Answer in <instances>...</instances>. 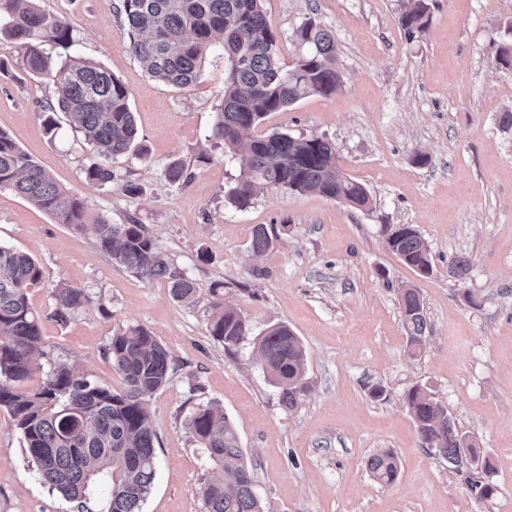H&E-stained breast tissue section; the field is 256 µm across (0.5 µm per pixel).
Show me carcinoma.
Returning a JSON list of instances; mask_svg holds the SVG:
<instances>
[{
	"instance_id": "cac0c4a2",
	"label": "carcinoma",
	"mask_w": 512,
	"mask_h": 512,
	"mask_svg": "<svg viewBox=\"0 0 512 512\" xmlns=\"http://www.w3.org/2000/svg\"><path fill=\"white\" fill-rule=\"evenodd\" d=\"M401 23L408 35L422 33L429 21L427 0H403ZM128 26L126 49L146 75L172 88L194 86L207 51L224 50V98L212 136L237 159L239 173L227 198L247 208L266 187L297 193L315 192L357 208L370 204L360 182L345 176L336 148L323 137H293L252 132L271 112H283L310 96L328 97L340 88L336 43L329 30L308 18L297 30L306 47L293 67L285 69L276 54L273 32L261 0H122ZM0 36L17 51L16 63L59 89L60 97L44 111L65 114L105 160L135 148L137 127L126 87L104 66L76 51L57 62L45 45L70 49V25L39 9L35 0H0ZM87 178L110 185V165H97ZM9 190L48 213L56 224L75 233H89L116 263L147 278H166L178 301L195 295L198 284L184 276L159 252L144 225L113 224L101 217L86 223L84 199L62 187L15 140L0 130V191ZM389 250L423 275L432 272L427 242L409 225L390 229ZM272 243L267 228H253L251 247L266 251ZM43 271L25 252L0 246V407L6 408L21 432L25 448L44 484L83 509L105 485L100 512H141L156 469V433L147 401L167 381L169 353L150 332L129 326L113 334L108 345L112 364L121 376L119 390L99 386L57 364L36 389L22 383L34 370L33 358L42 344L39 318L30 308L28 291L40 285ZM87 301L77 288H60L48 318L66 322ZM399 304L408 345L425 342L426 317L419 293L401 289ZM209 335L235 349L249 335L247 320L215 302ZM259 365L281 389V402L293 409L307 391L306 353L288 326L274 324L255 338ZM421 443L448 463L461 455L477 457L460 434L448 410L425 387L411 388L406 397ZM190 430L215 476L201 488L203 512H262L254 492L253 465L224 411L215 406L197 410ZM371 476L393 483L398 462L390 452L368 461Z\"/></svg>"
}]
</instances>
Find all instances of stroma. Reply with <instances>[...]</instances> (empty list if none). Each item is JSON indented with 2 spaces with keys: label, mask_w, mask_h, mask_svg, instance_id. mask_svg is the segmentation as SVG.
<instances>
[{
  "label": "stroma",
  "mask_w": 512,
  "mask_h": 512,
  "mask_svg": "<svg viewBox=\"0 0 512 512\" xmlns=\"http://www.w3.org/2000/svg\"><path fill=\"white\" fill-rule=\"evenodd\" d=\"M62 17L75 47L128 89L138 153L113 162L118 184L86 177L102 158L64 116L46 131L41 106L54 86L16 64L0 71V130L56 181L88 204L90 217L144 224L156 248L199 285L188 303L167 280L117 264L88 234L0 191V244L29 253L44 281L28 301L40 315L42 346L27 380L38 388L63 363L105 387L121 379L107 352L118 329L140 326L169 353L167 383L149 401L157 470L142 512H203L211 474L189 430L200 407L219 405L253 464L265 512H512V65L499 63L512 0H429V22L408 37L399 0H262L281 65L303 48L296 29L315 18L336 42L342 86L268 114L256 135L319 136L336 147L345 173L368 189L355 209L280 188L250 207L227 202L235 173L211 130L224 96L226 63L209 52L194 87L147 78L126 51L121 0H36ZM181 163L180 180L168 177ZM140 185L124 194L121 182ZM274 228L272 246L251 248L252 229ZM413 225L433 271L420 275L390 252L387 226ZM465 257V278L450 272ZM417 289L427 340L411 353L401 317L403 288ZM59 288L88 297L69 322L48 319ZM245 317L252 335L285 323L307 354L309 390L294 409L255 361L253 343L234 353L208 333L214 301ZM427 387L486 458L483 499L467 471L423 448L405 404ZM382 397H373L374 388ZM391 451L397 480L385 485L369 458ZM0 512H77L50 490L0 407Z\"/></svg>",
  "instance_id": "stroma-1"
}]
</instances>
